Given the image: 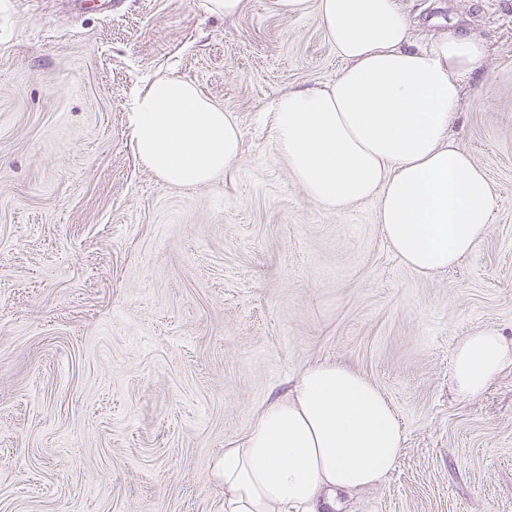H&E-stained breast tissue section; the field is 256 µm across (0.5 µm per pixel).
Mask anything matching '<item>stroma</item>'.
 <instances>
[{
	"mask_svg": "<svg viewBox=\"0 0 512 512\" xmlns=\"http://www.w3.org/2000/svg\"><path fill=\"white\" fill-rule=\"evenodd\" d=\"M414 45L485 47L450 138L498 207L474 251L417 273L369 199L328 211L262 109L343 62L315 14L248 0H0V512H224L216 464L303 367L349 365L404 443L338 512H512V368L456 394L472 332L512 339V0H398ZM172 74L233 112L244 151L170 186L131 144L133 99Z\"/></svg>",
	"mask_w": 512,
	"mask_h": 512,
	"instance_id": "obj_1",
	"label": "stroma"
}]
</instances>
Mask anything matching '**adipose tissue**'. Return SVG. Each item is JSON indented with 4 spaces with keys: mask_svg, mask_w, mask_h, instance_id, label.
I'll return each mask as SVG.
<instances>
[{
    "mask_svg": "<svg viewBox=\"0 0 512 512\" xmlns=\"http://www.w3.org/2000/svg\"><path fill=\"white\" fill-rule=\"evenodd\" d=\"M275 8L315 11L344 62L324 87L288 89L265 108L297 184L331 211L377 199L385 238L416 272L468 256L490 231L496 199L448 129L483 44L458 33L413 45L397 0H275ZM130 126L138 159L168 185L212 184L242 154L233 114L177 76L156 77L136 96ZM510 366L512 340L478 331L454 353L456 389L478 396ZM402 441L390 402L364 376L311 364L225 449L224 512H335L337 492L372 487L396 468Z\"/></svg>",
    "mask_w": 512,
    "mask_h": 512,
    "instance_id": "ef3b65f1",
    "label": "adipose tissue"
}]
</instances>
